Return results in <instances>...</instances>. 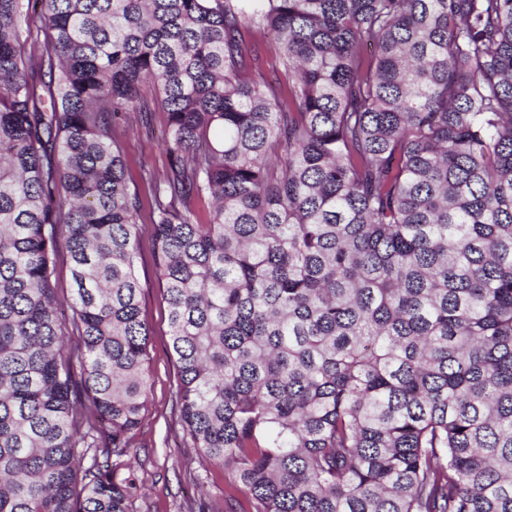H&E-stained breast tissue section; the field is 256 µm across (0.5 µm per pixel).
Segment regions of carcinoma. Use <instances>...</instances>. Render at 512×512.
<instances>
[{"instance_id":"cac0c4a2","label":"carcinoma","mask_w":512,"mask_h":512,"mask_svg":"<svg viewBox=\"0 0 512 512\" xmlns=\"http://www.w3.org/2000/svg\"><path fill=\"white\" fill-rule=\"evenodd\" d=\"M156 110L175 407L224 512H512V0H0V512L139 496L113 123Z\"/></svg>"}]
</instances>
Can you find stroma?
<instances>
[{
  "label": "stroma",
  "mask_w": 512,
  "mask_h": 512,
  "mask_svg": "<svg viewBox=\"0 0 512 512\" xmlns=\"http://www.w3.org/2000/svg\"><path fill=\"white\" fill-rule=\"evenodd\" d=\"M165 116L155 112L149 117L126 114L118 128L119 142L132 178L151 172L163 175L167 157L162 140ZM142 288L141 317L151 331L147 370L150 391L143 410V420L133 442L137 451L136 473L141 493L133 512H187L194 500L205 499L222 512L223 484L207 478L204 466L175 410L176 366L168 344L167 304L152 256L139 265Z\"/></svg>",
  "instance_id": "35a3bbf8"
}]
</instances>
